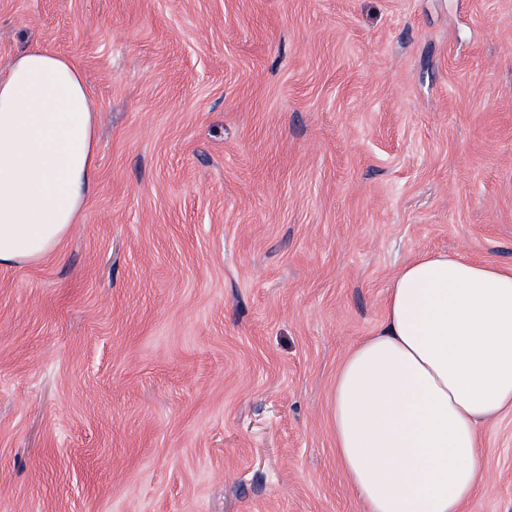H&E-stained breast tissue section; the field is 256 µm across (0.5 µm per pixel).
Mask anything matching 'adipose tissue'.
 <instances>
[{
  "label": "adipose tissue",
  "mask_w": 512,
  "mask_h": 512,
  "mask_svg": "<svg viewBox=\"0 0 512 512\" xmlns=\"http://www.w3.org/2000/svg\"><path fill=\"white\" fill-rule=\"evenodd\" d=\"M98 109L80 66L33 48L0 72V266L52 253L96 188ZM512 411V268L424 252L343 360L336 456L367 512H462L483 424Z\"/></svg>",
  "instance_id": "adipose-tissue-1"
}]
</instances>
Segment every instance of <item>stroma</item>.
<instances>
[{
	"instance_id": "35a3bbf8",
	"label": "stroma",
	"mask_w": 512,
	"mask_h": 512,
	"mask_svg": "<svg viewBox=\"0 0 512 512\" xmlns=\"http://www.w3.org/2000/svg\"><path fill=\"white\" fill-rule=\"evenodd\" d=\"M69 57L98 182L0 266V512H366L349 349L421 252L512 266V0H0ZM464 512H512V412Z\"/></svg>"
}]
</instances>
